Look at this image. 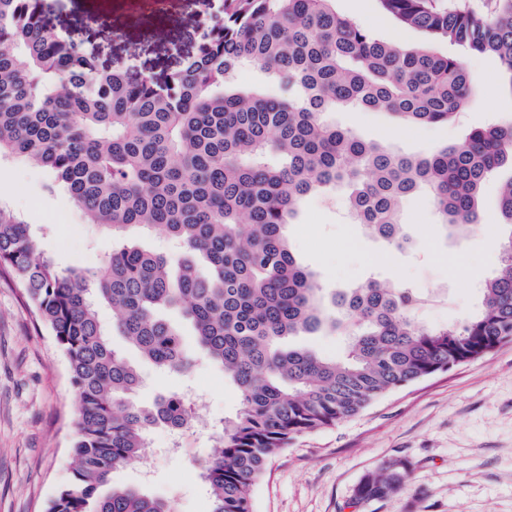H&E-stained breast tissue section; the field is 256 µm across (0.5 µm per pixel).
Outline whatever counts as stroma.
<instances>
[{
	"label": "stroma",
	"mask_w": 512,
	"mask_h": 512,
	"mask_svg": "<svg viewBox=\"0 0 512 512\" xmlns=\"http://www.w3.org/2000/svg\"><path fill=\"white\" fill-rule=\"evenodd\" d=\"M335 8L382 40L421 39L419 32L400 28L377 0H335ZM52 21L59 34L81 40L110 69L160 82L197 56L207 13L203 0H56ZM463 59L471 75L488 81L454 121L400 127L367 111L336 112L332 119L409 156L462 143L474 129L512 120V96L500 87L498 61L469 53ZM47 182L43 168L19 158L0 161V202L27 223L48 226L44 255L63 269L102 265L114 245L111 233L87 223L65 191L48 192ZM499 187L496 177L485 184L484 224L461 240L440 227L425 191L403 204L411 240L403 250L351 223L341 192L330 202L309 198L287 234L327 290L388 279L429 295L418 311L425 324L453 326L467 319L480 283L501 266ZM114 344L140 371L142 403L184 392L201 422L178 436L177 449L167 426L153 428L143 457L113 472V483L145 486L174 512H210L201 465L211 451L212 427L239 407L238 390L205 359L188 373H165L122 339ZM75 433L67 362L51 333L35 325L19 287L1 277L0 512H44L71 476ZM396 459L410 465L407 485L383 500L356 504L361 478ZM253 512H512V342L394 389L335 425L297 435L256 483Z\"/></svg>",
	"instance_id": "1"
}]
</instances>
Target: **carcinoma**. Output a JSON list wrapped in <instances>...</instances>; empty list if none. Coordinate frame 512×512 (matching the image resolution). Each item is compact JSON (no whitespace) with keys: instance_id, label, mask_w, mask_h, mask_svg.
<instances>
[{"instance_id":"cac0c4a2","label":"carcinoma","mask_w":512,"mask_h":512,"mask_svg":"<svg viewBox=\"0 0 512 512\" xmlns=\"http://www.w3.org/2000/svg\"><path fill=\"white\" fill-rule=\"evenodd\" d=\"M335 0H224V19L199 55L162 82L100 68L73 53L46 0H0V159L47 169V189L70 194L91 224L123 236L157 231L177 254L122 241L95 270L59 269L40 233L0 203V275L31 303L64 353L78 405L74 467L47 512H173L111 474L140 458L150 429L191 427L185 398L134 401L140 376L113 347L118 334L164 371L194 358L167 314L193 328L202 356L224 370L240 407L202 469L210 512H252L269 459L297 434L355 415L393 389L512 341V176L498 209L508 226L503 268L483 281L463 323L429 328L419 294L369 281L326 295L285 229L304 201L345 190L354 223L398 249L403 200L426 189L460 239L481 224L486 181L512 168V122L473 130L461 145L404 156L329 120L386 113L399 126L446 123L476 87L462 58L439 43L495 57L512 93V0L486 11L450 0H378L424 40L401 45L336 13ZM257 67L265 89L241 85ZM112 307V327L98 316ZM347 337L342 358L294 347V336ZM408 465L366 474L358 504L399 491Z\"/></svg>"}]
</instances>
